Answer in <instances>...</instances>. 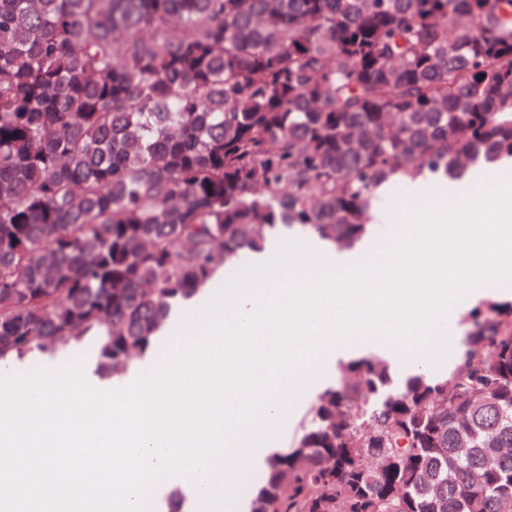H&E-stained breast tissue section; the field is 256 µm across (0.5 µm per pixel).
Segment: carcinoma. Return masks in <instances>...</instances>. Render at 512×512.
<instances>
[{"label":"carcinoma","mask_w":512,"mask_h":512,"mask_svg":"<svg viewBox=\"0 0 512 512\" xmlns=\"http://www.w3.org/2000/svg\"><path fill=\"white\" fill-rule=\"evenodd\" d=\"M502 156L512 0H0V359L122 373L275 225L352 246L379 185ZM467 321L444 380L345 366L250 512L512 509V302Z\"/></svg>","instance_id":"1"}]
</instances>
